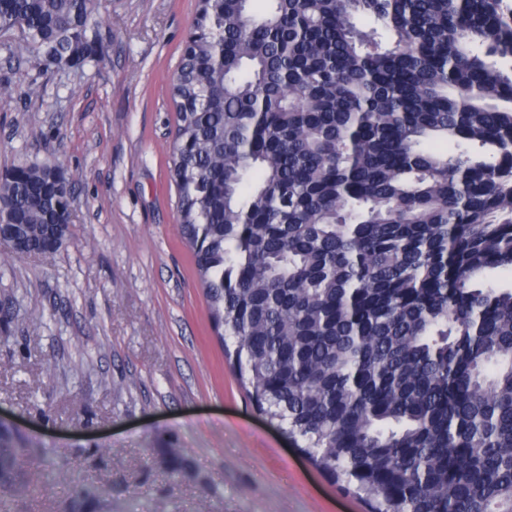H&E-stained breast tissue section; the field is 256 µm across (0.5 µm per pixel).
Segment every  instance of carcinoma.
<instances>
[{
    "label": "carcinoma",
    "instance_id": "1",
    "mask_svg": "<svg viewBox=\"0 0 512 512\" xmlns=\"http://www.w3.org/2000/svg\"><path fill=\"white\" fill-rule=\"evenodd\" d=\"M212 0L172 85L171 176L224 355L368 512H512V10L504 0ZM100 0H0L91 58ZM44 163L0 179L37 256ZM173 474L184 448L161 449ZM0 426V512L72 475Z\"/></svg>",
    "mask_w": 512,
    "mask_h": 512
}]
</instances>
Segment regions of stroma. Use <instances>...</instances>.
<instances>
[{
	"mask_svg": "<svg viewBox=\"0 0 512 512\" xmlns=\"http://www.w3.org/2000/svg\"><path fill=\"white\" fill-rule=\"evenodd\" d=\"M198 9L102 0L99 52L64 70L0 33V176L51 160L74 199L52 261L0 267V424L77 481L15 512H68L77 486L98 512H366L240 387L181 236L170 87Z\"/></svg>",
	"mask_w": 512,
	"mask_h": 512,
	"instance_id": "stroma-1",
	"label": "stroma"
}]
</instances>
